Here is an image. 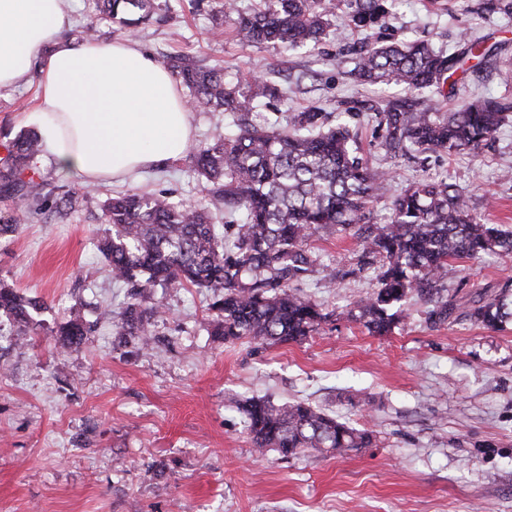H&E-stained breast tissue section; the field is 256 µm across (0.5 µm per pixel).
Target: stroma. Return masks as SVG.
<instances>
[{
    "label": "stroma",
    "mask_w": 512,
    "mask_h": 512,
    "mask_svg": "<svg viewBox=\"0 0 512 512\" xmlns=\"http://www.w3.org/2000/svg\"><path fill=\"white\" fill-rule=\"evenodd\" d=\"M484 0H395L383 43L423 40L438 51L486 40L497 53L462 74L460 101L495 96L512 102L498 61L512 58V14L483 11ZM210 0H176L135 38L157 62L189 52L219 66L225 81L253 74L279 88L260 98L254 123L290 110L339 112L400 96L391 87L358 84L350 52L362 35L344 13L334 23L345 39L288 51L239 42L232 30L213 35ZM35 80L0 89V143L37 130L30 112ZM369 114L351 119L361 153L392 169L397 194L411 181L447 173L465 191L482 222L512 231V121L489 145L424 164L385 155ZM43 180L77 192L64 215L22 218L17 233L0 237V281L41 303L32 314V340L0 312V512H512V324L495 330L455 312L447 325L408 298L406 317L373 336L347 313L376 289L372 268H359L360 246L347 233L319 231L308 242L315 264L299 282L304 296L333 315L301 343L267 347L224 342L208 332L206 293L171 289L160 297L165 316L151 327L149 346L121 343L97 308L119 311L125 290L112 281L97 241L108 230L103 204L123 192H165L176 202L209 197L188 157L125 184L61 180L49 154L39 157ZM345 271L335 287L322 269ZM512 282V256L453 261L448 286L459 298H491ZM79 318L93 332L77 348L63 346L60 323ZM260 397L305 402L377 441L345 457L258 454L236 408Z\"/></svg>",
    "instance_id": "1"
}]
</instances>
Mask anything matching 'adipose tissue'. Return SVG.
I'll return each instance as SVG.
<instances>
[{"instance_id":"ef3b65f1","label":"adipose tissue","mask_w":512,"mask_h":512,"mask_svg":"<svg viewBox=\"0 0 512 512\" xmlns=\"http://www.w3.org/2000/svg\"><path fill=\"white\" fill-rule=\"evenodd\" d=\"M71 25L67 0H0V88L36 77L57 174L125 182L180 158L193 131L171 74L130 40L71 37Z\"/></svg>"}]
</instances>
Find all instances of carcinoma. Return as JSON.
<instances>
[{
  "instance_id": "carcinoma-1",
  "label": "carcinoma",
  "mask_w": 512,
  "mask_h": 512,
  "mask_svg": "<svg viewBox=\"0 0 512 512\" xmlns=\"http://www.w3.org/2000/svg\"><path fill=\"white\" fill-rule=\"evenodd\" d=\"M250 13L236 0H216L212 19L230 20L238 39L258 46L314 47L340 33L331 29L336 4L348 10L350 24L364 34L352 76L368 84H394L414 94L389 101L375 112L385 154L445 153L475 150L491 140L512 115V104L488 97L442 112L437 96L456 91L458 72L471 59L494 53L483 40L467 43L457 54L435 51L425 42L377 44L370 30L391 15L390 0H262ZM126 33L153 18L157 0H96V10L111 18L129 8ZM172 73L190 96L189 108L223 110L238 133L201 142L190 152L191 168L212 195V207L174 203L167 194L128 193L105 201L109 234L99 243L113 280L126 288L116 335L142 346L150 327L164 313L156 288L193 287L206 292L212 313L210 331L226 342L247 339L261 345L301 343L319 332L328 314L302 296L297 282L313 259L307 244L315 232L332 228L353 232L364 256L382 261L377 289L356 302L351 318L375 336H386L402 318L397 305L415 295L432 304L429 320L448 323L459 305L448 295L449 262L483 254L512 255V233L483 224L464 192L448 174L408 184L391 202L386 224L368 221L370 207L386 198L391 172L375 169L358 154L349 120L336 124L315 107L293 112L287 125L258 126L249 120L258 97L277 89L256 79L253 88L224 81L219 68L201 66L180 54ZM44 140L20 133L0 158V236L13 234L25 214H61L78 196L62 186L47 188L36 165ZM242 216L240 224H219L212 209ZM39 301L0 282V311L13 317L18 335H28L31 312ZM467 315L497 328L512 322V287L491 299H473ZM87 328L80 319L58 326L61 344H83ZM245 428L260 453L274 450L288 458L301 452L344 456L368 448L369 430L356 429L303 402L276 404L264 398L238 403Z\"/></svg>"
}]
</instances>
